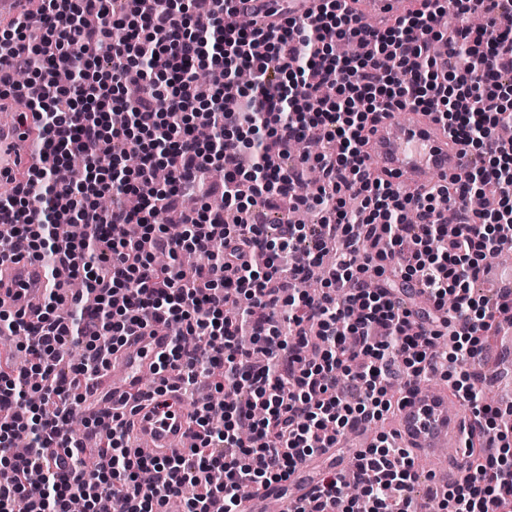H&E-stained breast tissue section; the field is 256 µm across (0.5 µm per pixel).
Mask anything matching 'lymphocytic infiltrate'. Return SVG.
<instances>
[{
    "mask_svg": "<svg viewBox=\"0 0 512 512\" xmlns=\"http://www.w3.org/2000/svg\"><path fill=\"white\" fill-rule=\"evenodd\" d=\"M422 9L384 29L367 28L321 0L316 13L285 17L264 31L242 28L224 0L197 14L191 0H41L39 27L17 18L0 27V100L25 99L41 122V167L15 178L0 196V223L35 261L71 267L88 288L59 314L49 293L36 320L0 312V332L22 337L29 368L0 369V512H240L245 497L286 480L303 460L338 447L344 435L385 421L398 403L391 385L434 376L450 382L472 409L466 474L433 490L442 512H504L512 506V429L474 386L480 336L489 321L512 329V287L474 297L473 281L493 251L512 249V0H454ZM486 23L470 24L473 13ZM447 40L434 60L431 42ZM362 42L343 57L339 43ZM29 80L16 82L15 69ZM252 69L251 85L237 81ZM211 70L221 82L198 89ZM142 84L134 102L127 85ZM436 118L467 151L464 180L408 194L372 176L364 132L386 110ZM128 105L129 121L111 122ZM319 137L323 152L298 168L264 163L294 139ZM85 159L69 182L55 168ZM110 156L108 169L95 161ZM224 172L223 206L186 214L180 236L160 218L200 189L207 168ZM493 185L497 207L468 211ZM112 198L110 209L97 205ZM319 210L317 224H280L257 213L280 197ZM456 209L461 222L444 220ZM198 255L200 266H159L158 254ZM324 270L321 289L300 278ZM421 284L430 308L416 311L394 294ZM149 326L169 331L158 356L157 392L185 391L217 378L220 400L196 401L195 445L173 455L132 451L119 419L85 427L107 432L95 463L73 442L66 469L46 450L66 433L87 398L80 394L128 336ZM448 349L435 351L443 327ZM83 345L80 365L69 360ZM34 444L16 457L13 438ZM360 491L348 495L344 472L331 471L293 512H422L415 463L386 430L356 455Z\"/></svg>",
    "mask_w": 512,
    "mask_h": 512,
    "instance_id": "f902f5d3",
    "label": "lymphocytic infiltrate"
}]
</instances>
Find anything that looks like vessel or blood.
Segmentation results:
<instances>
[{
  "label": "vessel or blood",
  "instance_id": "b4317fda",
  "mask_svg": "<svg viewBox=\"0 0 512 512\" xmlns=\"http://www.w3.org/2000/svg\"><path fill=\"white\" fill-rule=\"evenodd\" d=\"M294 2L296 15L316 9V0H231L237 14L253 19L255 27L268 28L282 22L287 2ZM407 0H361L360 18L396 21L406 13ZM31 117L13 115L0 122V185L6 184L18 169L38 166L27 143ZM371 157L386 169L403 192L427 186L431 178L462 175L469 160L461 146L452 144L439 124L420 122L412 107L393 110L370 132ZM10 256L0 262V308L32 313L44 295L65 293L70 279L60 269L54 279H46L38 264L30 260L23 247L9 241ZM170 342L167 331L144 329L132 336L128 345L115 353L111 367L119 371L118 381L100 375L96 387L107 388L113 406L124 408L131 422L135 441L148 443L156 452L169 455L182 449L188 432V415L176 393L153 394L146 386L156 376V358ZM449 393L444 387L409 395L397 414L399 441L414 455L436 457L443 448L454 455L448 468L449 480L461 477L460 450L469 416L448 410Z\"/></svg>",
  "mask_w": 512,
  "mask_h": 512
}]
</instances>
